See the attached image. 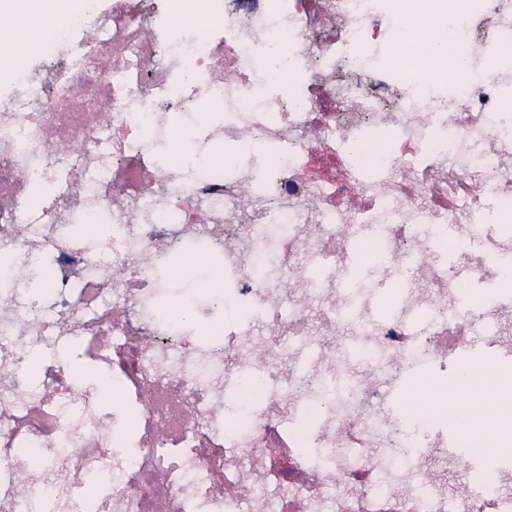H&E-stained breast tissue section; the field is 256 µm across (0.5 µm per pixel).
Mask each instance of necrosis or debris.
<instances>
[{"mask_svg":"<svg viewBox=\"0 0 512 512\" xmlns=\"http://www.w3.org/2000/svg\"><path fill=\"white\" fill-rule=\"evenodd\" d=\"M466 2L113 0L21 46L0 93V512H512V474L455 492L473 474L429 392L390 406L447 337L512 342V305L466 303L512 253V0Z\"/></svg>","mask_w":512,"mask_h":512,"instance_id":"4bbe7bcc","label":"necrosis or debris"}]
</instances>
